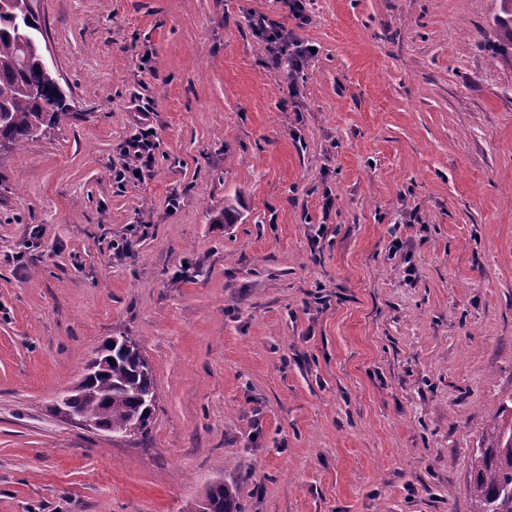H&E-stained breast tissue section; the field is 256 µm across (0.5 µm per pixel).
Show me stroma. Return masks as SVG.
I'll return each mask as SVG.
<instances>
[{"label": "stroma", "mask_w": 512, "mask_h": 512, "mask_svg": "<svg viewBox=\"0 0 512 512\" xmlns=\"http://www.w3.org/2000/svg\"><path fill=\"white\" fill-rule=\"evenodd\" d=\"M303 3L32 0L75 108L0 155V512H474L512 394L498 2ZM118 334L156 380L128 437L53 409ZM259 29L262 33H266V41L271 44L270 52L277 67L281 65L283 56L286 55V51L288 50V57L286 58L288 64V77L303 67L305 58L310 54V50L307 47L302 48V45L291 42L288 37V32H286L281 26L272 24L271 29L267 31L260 23ZM290 46L295 47V49H288ZM150 133H144L140 139L129 141L125 147V156L127 161L123 164L121 170L116 173V179L119 182L139 180L145 169L149 167L150 143L147 139ZM205 497L196 512L209 511V504L210 512H242L239 506V488L236 484L224 482L217 490H213L210 486Z\"/></svg>", "instance_id": "1"}]
</instances>
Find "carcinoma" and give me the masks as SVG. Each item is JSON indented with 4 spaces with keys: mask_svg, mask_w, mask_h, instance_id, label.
Wrapping results in <instances>:
<instances>
[{
    "mask_svg": "<svg viewBox=\"0 0 512 512\" xmlns=\"http://www.w3.org/2000/svg\"><path fill=\"white\" fill-rule=\"evenodd\" d=\"M494 49L512 61V0H498ZM40 22L31 0H0V151L55 128L72 111L70 99L45 63L36 33ZM111 368L71 395V408L118 436L148 430L156 384L149 361L130 336L112 337ZM494 446L475 459V512H512V425L493 424ZM211 512H241L239 488L207 489Z\"/></svg>",
    "mask_w": 512,
    "mask_h": 512,
    "instance_id": "obj_1",
    "label": "carcinoma"
}]
</instances>
